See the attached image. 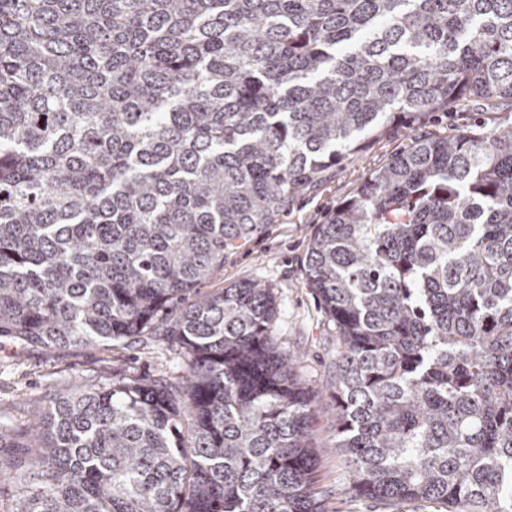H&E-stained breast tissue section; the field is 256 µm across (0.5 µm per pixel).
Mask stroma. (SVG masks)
Segmentation results:
<instances>
[{"mask_svg": "<svg viewBox=\"0 0 512 512\" xmlns=\"http://www.w3.org/2000/svg\"><path fill=\"white\" fill-rule=\"evenodd\" d=\"M477 122L489 126L512 123V112H489L480 104L468 103L433 118L429 128L443 132L451 126ZM410 142L406 124L395 122L384 136L368 141L322 185L301 195L275 224L246 247L225 256L223 268L200 287L201 293L206 294L254 280L273 288L278 313L271 333L279 348L299 356L297 372L315 390L314 488L326 493L327 512H440L439 505L433 502L389 504L363 497L351 487L349 462L335 447L336 398L326 386L335 371L336 331L308 286L303 269L318 224L326 221L368 173ZM180 363L179 354L148 336L110 350L95 344L56 348L1 344L0 429L17 432L36 425L50 395L73 381L106 378L115 371L146 377L162 372L173 376Z\"/></svg>", "mask_w": 512, "mask_h": 512, "instance_id": "obj_1", "label": "stroma"}]
</instances>
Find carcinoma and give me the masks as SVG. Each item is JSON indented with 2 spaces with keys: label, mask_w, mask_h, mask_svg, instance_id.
<instances>
[{
  "label": "carcinoma",
  "mask_w": 512,
  "mask_h": 512,
  "mask_svg": "<svg viewBox=\"0 0 512 512\" xmlns=\"http://www.w3.org/2000/svg\"><path fill=\"white\" fill-rule=\"evenodd\" d=\"M512 109V0H0V339L178 348L47 403L6 512H324L273 289L190 298L397 121ZM364 497L512 512V125L417 132L320 224Z\"/></svg>",
  "instance_id": "1"
}]
</instances>
